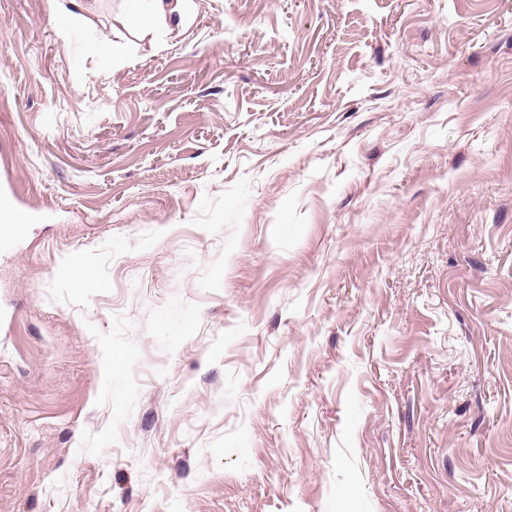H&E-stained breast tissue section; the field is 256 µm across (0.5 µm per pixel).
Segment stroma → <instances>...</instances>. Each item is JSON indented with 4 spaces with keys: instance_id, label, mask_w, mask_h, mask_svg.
Wrapping results in <instances>:
<instances>
[{
    "instance_id": "obj_1",
    "label": "stroma",
    "mask_w": 512,
    "mask_h": 512,
    "mask_svg": "<svg viewBox=\"0 0 512 512\" xmlns=\"http://www.w3.org/2000/svg\"><path fill=\"white\" fill-rule=\"evenodd\" d=\"M179 4L0 0V512H512V0ZM84 0H55V15L60 37L67 40L78 12L83 10ZM135 1H139V3L129 16L128 21L133 27L147 33L159 26L168 16L173 15L176 10V4H173L172 0Z\"/></svg>"
}]
</instances>
